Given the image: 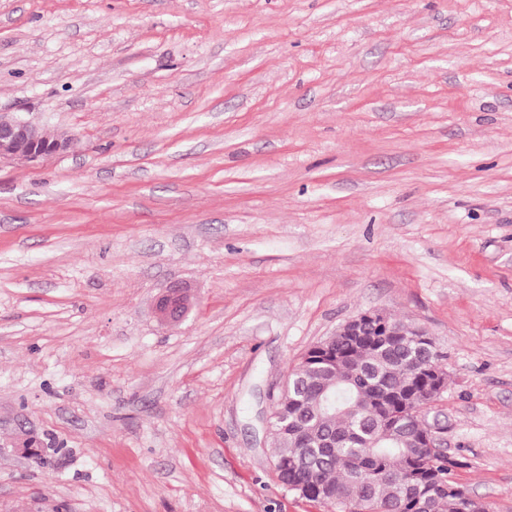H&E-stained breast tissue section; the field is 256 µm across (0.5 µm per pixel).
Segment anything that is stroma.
Returning <instances> with one entry per match:
<instances>
[{
  "label": "stroma",
  "instance_id": "obj_1",
  "mask_svg": "<svg viewBox=\"0 0 512 512\" xmlns=\"http://www.w3.org/2000/svg\"><path fill=\"white\" fill-rule=\"evenodd\" d=\"M0 112V512H326L267 393L366 310L512 512V0H0ZM71 143L69 136L54 138L25 119L0 113V163L11 160L35 162L67 151ZM194 305V294L190 288L177 286L169 288L157 298L155 311L161 322L179 324Z\"/></svg>",
  "mask_w": 512,
  "mask_h": 512
}]
</instances>
